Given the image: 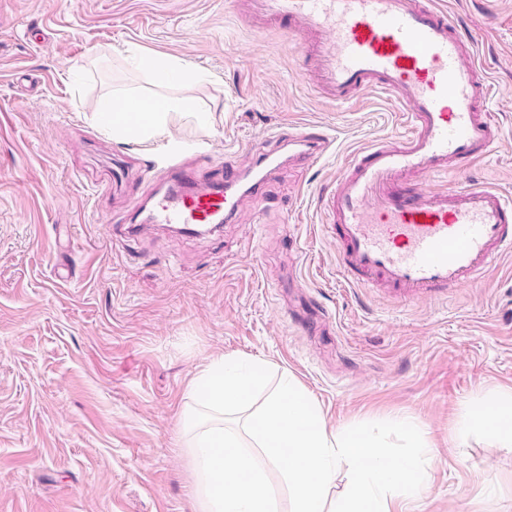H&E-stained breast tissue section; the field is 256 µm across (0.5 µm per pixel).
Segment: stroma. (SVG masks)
Masks as SVG:
<instances>
[{"mask_svg": "<svg viewBox=\"0 0 512 512\" xmlns=\"http://www.w3.org/2000/svg\"><path fill=\"white\" fill-rule=\"evenodd\" d=\"M495 91L492 152L458 184L512 196V0H442ZM170 57L203 82L158 83ZM305 52L241 0H0V512H196L180 448L187 384L214 358L287 373L328 429L405 418L426 491L391 512H503L512 448L468 421L512 393V256L478 283L401 304L340 277L319 198L356 149L407 130L371 92L338 105L304 78ZM115 94L190 101L159 140L104 129ZM326 129L333 148L279 164L232 224L127 234L160 160L202 171L279 151L276 131ZM75 267L55 276L58 257Z\"/></svg>", "mask_w": 512, "mask_h": 512, "instance_id": "35a3bbf8", "label": "stroma"}]
</instances>
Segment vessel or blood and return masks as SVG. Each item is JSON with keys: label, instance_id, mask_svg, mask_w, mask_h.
<instances>
[{"label": "vessel or blood", "instance_id": "b4317fda", "mask_svg": "<svg viewBox=\"0 0 512 512\" xmlns=\"http://www.w3.org/2000/svg\"><path fill=\"white\" fill-rule=\"evenodd\" d=\"M250 7L258 27L287 21L289 36L308 45V79L331 102L376 88L407 110L408 134L354 153L322 196L346 283L405 301L433 297L475 283L512 252V198L489 186L432 182L472 164L498 140L479 107L491 84L474 54L478 32L459 36L432 0H250ZM284 138L308 160L333 145L325 132L308 128ZM270 165L261 153L249 169L219 166L201 175L191 162L172 160L137 216L215 230L235 221Z\"/></svg>", "mask_w": 512, "mask_h": 512}]
</instances>
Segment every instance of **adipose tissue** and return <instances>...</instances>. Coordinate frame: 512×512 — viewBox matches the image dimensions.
I'll return each mask as SVG.
<instances>
[{
	"instance_id": "obj_1",
	"label": "adipose tissue",
	"mask_w": 512,
	"mask_h": 512,
	"mask_svg": "<svg viewBox=\"0 0 512 512\" xmlns=\"http://www.w3.org/2000/svg\"><path fill=\"white\" fill-rule=\"evenodd\" d=\"M128 99L123 95H115L101 101L95 114L96 119L102 124L115 130L136 128L144 134L159 137L165 135L168 128V119L174 114L190 116L199 127H207L209 124L208 113L196 110L185 101L162 100L144 106L135 121H128L123 113V108ZM471 425L484 431L496 440L501 447H512V393H506L499 397L497 406L488 416L473 418Z\"/></svg>"
}]
</instances>
